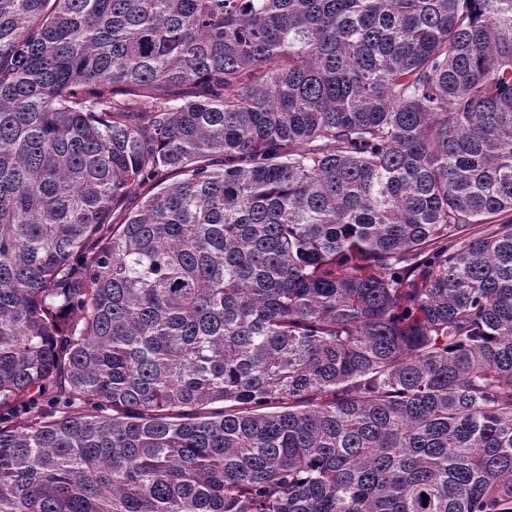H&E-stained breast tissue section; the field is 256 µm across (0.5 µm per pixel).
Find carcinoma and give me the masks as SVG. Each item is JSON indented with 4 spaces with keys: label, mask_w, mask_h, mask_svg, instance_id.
Listing matches in <instances>:
<instances>
[{
    "label": "carcinoma",
    "mask_w": 512,
    "mask_h": 512,
    "mask_svg": "<svg viewBox=\"0 0 512 512\" xmlns=\"http://www.w3.org/2000/svg\"><path fill=\"white\" fill-rule=\"evenodd\" d=\"M0 512H512V0H0Z\"/></svg>",
    "instance_id": "1"
}]
</instances>
